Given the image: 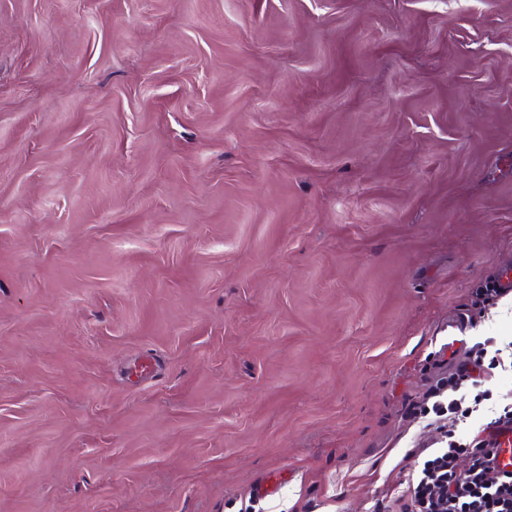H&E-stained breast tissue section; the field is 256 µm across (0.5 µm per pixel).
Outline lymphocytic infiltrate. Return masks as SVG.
I'll use <instances>...</instances> for the list:
<instances>
[{"label":"lymphocytic infiltrate","instance_id":"f902f5d3","mask_svg":"<svg viewBox=\"0 0 512 512\" xmlns=\"http://www.w3.org/2000/svg\"><path fill=\"white\" fill-rule=\"evenodd\" d=\"M467 361L449 362L422 395L421 410L440 422L458 414L468 388L487 381L503 358L512 359V342L502 355L489 354L484 344H473ZM512 423V407L492 413L471 441L445 437L413 449L418 459L402 480L391 503L395 512H512V477L498 473L499 444L492 431L500 422Z\"/></svg>","mask_w":512,"mask_h":512}]
</instances>
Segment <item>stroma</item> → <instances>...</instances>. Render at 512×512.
Here are the masks:
<instances>
[{
	"label": "stroma",
	"mask_w": 512,
	"mask_h": 512,
	"mask_svg": "<svg viewBox=\"0 0 512 512\" xmlns=\"http://www.w3.org/2000/svg\"><path fill=\"white\" fill-rule=\"evenodd\" d=\"M508 273L512 0H0V512H368ZM466 328L467 322L464 317L455 316L448 318V323H445L440 330L443 336H436V340H439L440 348L450 354L456 352L458 346H461L463 343Z\"/></svg>",
	"instance_id": "1"
}]
</instances>
